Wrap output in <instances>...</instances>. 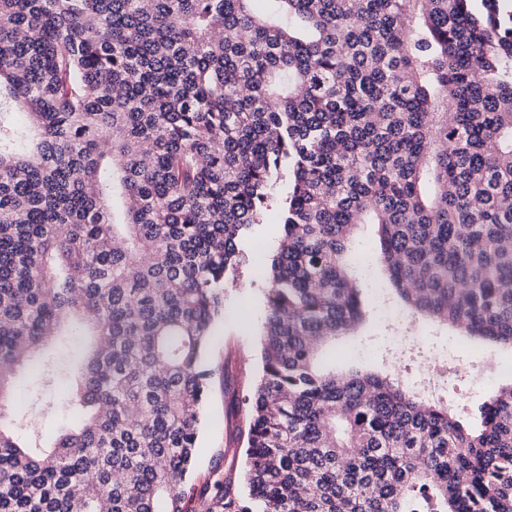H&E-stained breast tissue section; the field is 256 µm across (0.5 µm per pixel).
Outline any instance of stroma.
Listing matches in <instances>:
<instances>
[{
  "label": "stroma",
  "mask_w": 512,
  "mask_h": 512,
  "mask_svg": "<svg viewBox=\"0 0 512 512\" xmlns=\"http://www.w3.org/2000/svg\"><path fill=\"white\" fill-rule=\"evenodd\" d=\"M278 212V206H271L269 223L253 225L241 240L245 261L235 281L228 283L224 290V315L215 322L206 346L204 361L211 376L195 460L194 479L199 483L206 481L215 468L230 464L239 469L244 466V443L239 438L240 416L243 401L251 395L261 372L260 348L266 315L264 284L256 277L255 266L259 259L270 258L277 250L280 231L272 219ZM353 249L363 259L362 268L368 283L363 298L372 314L355 335L337 338V369L357 362L371 370L394 374L401 368L416 370L431 354L451 353L464 358L490 351L497 372L490 387L470 399L468 413L472 416L496 388L512 383V349L487 348L481 340L421 317L415 318L414 324L427 338L424 352L394 362L390 338L398 328L395 322L384 318L374 301L375 289L389 287L379 262L376 226L358 225Z\"/></svg>",
  "instance_id": "1"
}]
</instances>
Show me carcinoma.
I'll use <instances>...</instances> for the list:
<instances>
[{
    "instance_id": "carcinoma-1",
    "label": "carcinoma",
    "mask_w": 512,
    "mask_h": 512,
    "mask_svg": "<svg viewBox=\"0 0 512 512\" xmlns=\"http://www.w3.org/2000/svg\"><path fill=\"white\" fill-rule=\"evenodd\" d=\"M252 2L0 0V512H512V384L474 428L324 366L359 224L411 313L512 348V9ZM276 197L248 491L198 485L203 353ZM30 364L50 448L5 425ZM70 420V415L61 407H59L54 414L40 420L39 435H41V437L39 443L42 446L48 445L62 430L71 425Z\"/></svg>"
}]
</instances>
